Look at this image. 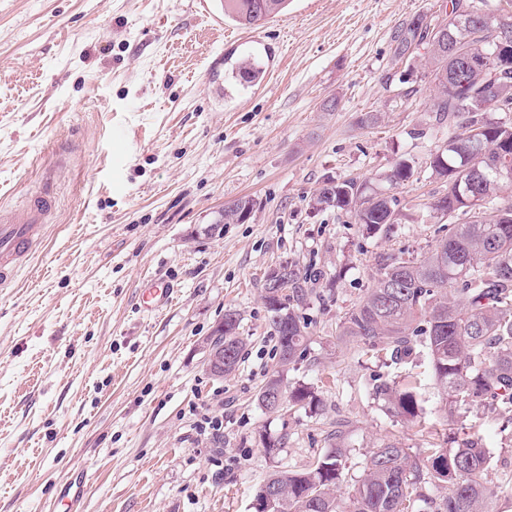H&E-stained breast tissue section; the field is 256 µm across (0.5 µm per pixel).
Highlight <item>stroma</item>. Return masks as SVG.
Segmentation results:
<instances>
[{
	"instance_id": "obj_1",
	"label": "stroma",
	"mask_w": 512,
	"mask_h": 512,
	"mask_svg": "<svg viewBox=\"0 0 512 512\" xmlns=\"http://www.w3.org/2000/svg\"><path fill=\"white\" fill-rule=\"evenodd\" d=\"M289 2L248 28L220 0H0V207L45 186L56 198L42 247L0 288V512H251L271 472L334 442L354 479L383 439L416 451L467 433L492 452L493 512H512V422L478 405L446 420L424 346L385 363L338 333L383 257L448 231L432 210L444 186L429 160L449 128L428 110L427 49L403 59L394 42L447 0ZM250 53L266 72L246 87L231 66ZM368 112L378 122L361 125ZM403 159L417 172L387 189L390 232L318 204L327 182L376 185ZM241 198L250 217L213 230ZM284 259L335 286L301 306L307 351L283 368L261 289ZM151 278L173 289L153 312ZM228 311L247 345L215 380L205 340ZM277 371L322 411L267 414L258 395ZM409 372L420 433L373 395L376 378ZM265 437L282 441L275 456Z\"/></svg>"
}]
</instances>
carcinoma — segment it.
Returning a JSON list of instances; mask_svg holds the SVG:
<instances>
[{
    "instance_id": "cac0c4a2",
    "label": "carcinoma",
    "mask_w": 512,
    "mask_h": 512,
    "mask_svg": "<svg viewBox=\"0 0 512 512\" xmlns=\"http://www.w3.org/2000/svg\"><path fill=\"white\" fill-rule=\"evenodd\" d=\"M448 48L467 44L493 53L495 42L476 26H467L466 17L486 5V0H450ZM288 0H224V12L242 25L257 26L271 16L283 14ZM425 19L417 17L396 35L397 53L403 57L409 44L428 36ZM433 80L448 78V56L430 52L425 62ZM242 84L261 82L262 67L247 56L235 65ZM454 84L441 82L429 111L448 117V125L464 132L480 130L486 154L468 149L471 140L458 135L448 140L429 162L432 174L445 183L433 203V210L456 212L458 223L448 234L435 240L423 253L402 251L379 263L373 286L347 310L339 324V335L357 338L363 348L383 352L393 362L410 354L416 343L428 349L430 375L442 396L440 411L447 419L456 418L459 409L496 401L499 411L512 414V194L509 185L495 179L490 163L512 164V124L492 122L483 112H512V84L495 89L484 87L482 99L470 95L475 80ZM478 167L486 174L482 214L487 221H476L458 198L457 183L470 177ZM415 175L414 166L398 162L383 179L398 185ZM317 202L351 214L367 231H390L388 213L396 212L397 200L375 191L364 182L343 180L323 186ZM253 200L241 198L224 207L216 224H240L247 220ZM291 292L267 298L261 295L270 326L277 338L280 363L287 366L307 349L308 321L290 308V302L306 300L308 284L319 282L317 275L294 268L284 270ZM237 314H224V327H216L209 341L224 345V375L232 374L240 361L245 343L239 333ZM420 381L408 374L392 383L381 381L373 387L388 411L411 427L422 425L419 399ZM286 390L282 374L272 375L259 394L260 406L268 397ZM288 405L319 408L320 400L308 388L288 392ZM347 449H328L311 466L302 470H278L266 486L273 499L255 497L253 512H342L340 492L345 482L343 460ZM490 449L474 434L455 448H424L422 457L411 455L397 440L384 439L371 451L361 477L349 485L347 512H419L425 504L431 512H492L490 505L497 489L488 480ZM432 484L445 494L428 499L422 486Z\"/></svg>"
}]
</instances>
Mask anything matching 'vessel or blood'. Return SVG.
Here are the masks:
<instances>
[{"label":"vessel or blood","mask_w":512,"mask_h":512,"mask_svg":"<svg viewBox=\"0 0 512 512\" xmlns=\"http://www.w3.org/2000/svg\"><path fill=\"white\" fill-rule=\"evenodd\" d=\"M54 204L50 190L45 189L22 207L0 211V288L14 282L22 264L41 245Z\"/></svg>","instance_id":"b4317fda"}]
</instances>
